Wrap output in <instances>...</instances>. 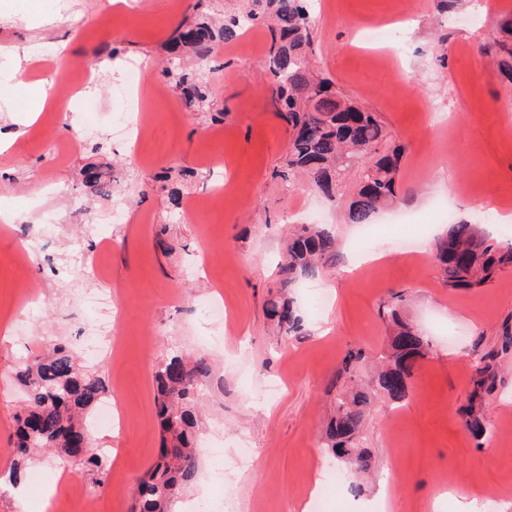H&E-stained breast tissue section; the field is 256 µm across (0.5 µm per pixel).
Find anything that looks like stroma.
Masks as SVG:
<instances>
[{
    "label": "stroma",
    "instance_id": "35a3bbf8",
    "mask_svg": "<svg viewBox=\"0 0 512 512\" xmlns=\"http://www.w3.org/2000/svg\"><path fill=\"white\" fill-rule=\"evenodd\" d=\"M318 26L314 65L337 89L378 113L405 146L398 210L435 225L447 202L454 220H472L477 203L493 197L512 212V89L483 47L495 24L512 15V0H309ZM194 0L168 8L138 0L130 9L111 0H0V46H27L23 74L0 66V480L12 463L7 448L22 392L20 358L48 341L70 343L81 365L98 371L122 398L123 426H94V450H111L99 512H130L135 481L160 446L154 369L177 351L204 354L212 377L200 394V472L183 500L237 503L240 512H302L315 482L334 468L321 428L330 415L336 370L348 348L374 356L387 340L379 307L404 293L403 313L425 336L430 353L418 363L408 400L383 403L367 417L364 438L381 468L361 491L342 486V512H363L388 485L380 512H456L450 487L473 498L493 497L512 512V370L503 369L488 400L491 431L467 432L473 359L501 345L512 316V268L476 290L445 287L431 251L390 253L360 276L321 270L309 292H297L302 334L287 336L265 318L277 285L283 241L323 209L340 242V262L355 253L357 225L347 200L329 203L301 184L274 178L283 165L288 131L273 106L265 66L270 36L251 27L243 43L224 46L210 75L223 117L189 111L163 75L173 29L192 18ZM471 17L461 26L459 16ZM389 24L404 31L403 56L377 54L356 41L349 22ZM137 62L145 136H124L113 120L122 109L115 84ZM96 70L94 94L67 80L73 63ZM55 81L56 102L36 122L8 111L16 80ZM110 170L119 201L86 186L93 168ZM121 210L113 222V210ZM53 212L56 228L42 216ZM108 288L121 313L113 356L92 358L89 294ZM336 293L328 309L312 308L314 293ZM223 294L224 345L194 302ZM277 381L275 398L263 385ZM250 449L242 462V449ZM40 475V488L17 499L0 491V512H34L43 487L56 490L53 512H83L76 487L84 468L46 455L21 478Z\"/></svg>",
    "mask_w": 512,
    "mask_h": 512
}]
</instances>
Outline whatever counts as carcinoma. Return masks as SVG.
<instances>
[{
	"label": "carcinoma",
	"instance_id": "obj_1",
	"mask_svg": "<svg viewBox=\"0 0 512 512\" xmlns=\"http://www.w3.org/2000/svg\"><path fill=\"white\" fill-rule=\"evenodd\" d=\"M270 34L267 66L273 76V95L279 117L291 133L288 153L276 176L285 183L300 181L330 201L345 196L349 175L356 173L355 190L348 206L351 224H369L379 212L400 202L399 171L404 146L394 138L378 115L343 95L334 82L311 71L315 20L305 0H246L243 12L216 24L204 15L182 25L168 39L172 55L165 74L174 78L186 107L215 108L212 88L204 75L225 43L238 38L255 23ZM499 68L512 87V23L502 26L492 44ZM184 59L196 62L197 70L180 66ZM86 183L104 197L112 196V182L104 172L87 171ZM339 243L327 224H304L288 243L287 257L280 265L279 287L270 292L266 314L275 327L287 334H301L303 319L290 287L300 278L336 264ZM433 260L442 283L452 289L480 288L498 272L512 268V244L504 248L478 232L475 224H450L437 238ZM406 297L396 294L382 306L380 316L393 337L381 355L379 370L371 384L336 392L334 407L323 434V447L359 480L376 468L371 450L362 446L361 427L373 402L384 398L395 405L409 396V379L418 358L430 348L429 340L416 333L402 317ZM512 351V325L504 324L502 348L474 360L472 389L464 410L468 431L476 440L489 428L485 399L497 388L500 355ZM364 360L360 350H350L336 375L358 380ZM211 365L203 355L182 353L163 359L155 367V408L161 430V448L133 489L132 512H171L181 492L199 475L196 446L198 396ZM24 387L25 404L16 415L12 444L13 465L32 462L40 451L51 450L64 461H75L92 472V485L106 482V456L78 444L86 438L82 419L108 393L104 380L94 370L76 362L74 353L61 340L45 353L24 357L16 372Z\"/></svg>",
	"mask_w": 512,
	"mask_h": 512
}]
</instances>
